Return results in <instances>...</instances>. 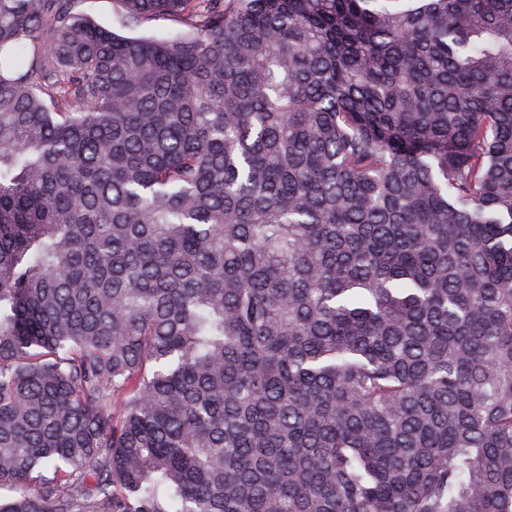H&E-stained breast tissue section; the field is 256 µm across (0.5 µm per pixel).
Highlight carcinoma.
<instances>
[{
	"label": "carcinoma",
	"instance_id": "obj_1",
	"mask_svg": "<svg viewBox=\"0 0 512 512\" xmlns=\"http://www.w3.org/2000/svg\"><path fill=\"white\" fill-rule=\"evenodd\" d=\"M0 0V512H512V0ZM78 9L94 19L99 25L125 36H147L166 38L178 33L179 27L168 20L156 21L147 28L128 29L119 23L120 3L116 0H80Z\"/></svg>",
	"mask_w": 512,
	"mask_h": 512
}]
</instances>
